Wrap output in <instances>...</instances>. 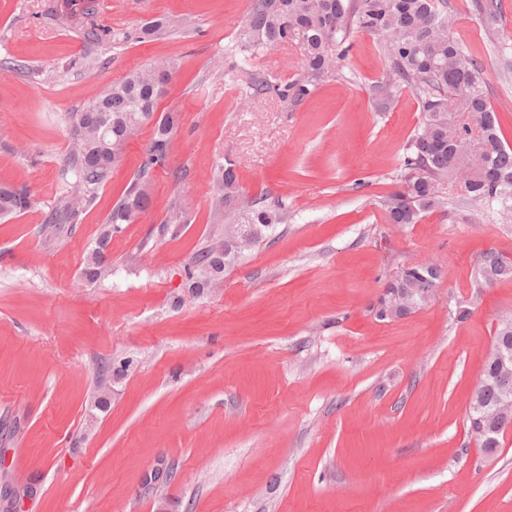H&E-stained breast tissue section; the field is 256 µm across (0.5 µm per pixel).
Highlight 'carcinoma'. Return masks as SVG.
Listing matches in <instances>:
<instances>
[{"instance_id":"obj_1","label":"carcinoma","mask_w":512,"mask_h":512,"mask_svg":"<svg viewBox=\"0 0 512 512\" xmlns=\"http://www.w3.org/2000/svg\"><path fill=\"white\" fill-rule=\"evenodd\" d=\"M472 10L490 30L498 28V0H471ZM99 0H60L52 10L56 25L71 29L84 42L114 45L150 39L170 33L172 22L159 18L139 30L99 25ZM456 14L448 0H249L247 15L238 33L237 48L249 58L281 44L301 50V73L291 80L271 84L263 74L246 65L238 70L254 94L275 91L293 107L307 99L322 78L337 67L345 44L354 33L376 37L387 67L373 85L375 96L388 105L403 90L412 91L421 107V118L406 152L400 157L401 189L380 202L390 224H416L434 210L448 208L441 190L457 191L460 200L497 224H512V146L504 141L496 114L486 94L484 69L451 30ZM176 58L135 69L112 82L87 105L70 112V133L62 168L63 187L57 204L44 223L76 224L94 203L98 188L117 165L125 147L154 122L153 137L142 162L121 198L105 218L109 231L90 254L84 274L92 282L107 276L104 249L112 231L130 224L150 203L147 192L153 172L168 163L169 147L176 128L171 115L153 119L163 97L157 83L159 70L178 73ZM239 163L226 159L217 165L212 179L216 199L224 204L217 220L224 224V266L228 267L262 238V231L281 223L288 209L277 199L249 198L238 180ZM32 204L24 188L0 186V216L26 211ZM234 224H246L252 240L241 248L229 241ZM213 247L201 251L187 267V280H198L210 261ZM441 273L431 274L417 263L403 265L385 285L375 311L379 321L402 317L384 314L393 305L397 290L410 289L411 311L434 298ZM512 278V260L496 251L484 253L478 262V279L485 285ZM512 345V312L503 313L494 343ZM500 416L498 437L512 426V381L501 379V370L487 358L482 384L469 409V432L478 442L483 437L472 422L486 413Z\"/></svg>"}]
</instances>
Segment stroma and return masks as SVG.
Wrapping results in <instances>:
<instances>
[{"label": "stroma", "instance_id": "stroma-1", "mask_svg": "<svg viewBox=\"0 0 512 512\" xmlns=\"http://www.w3.org/2000/svg\"><path fill=\"white\" fill-rule=\"evenodd\" d=\"M52 3L0 0V59L26 66L0 72V184L32 194L25 213L0 219V489L27 491L20 512H156L162 500L169 512H512V429L489 455L466 425L512 310V280L482 284L477 261L491 249L512 258V224L453 195L419 223H385L379 202L400 187L420 107L406 90L378 109V40L354 34L338 70L292 107L232 80L248 0H107L100 21L114 28L189 23L121 47L58 29ZM450 4L512 144V0L496 35L470 0ZM88 56L101 67L84 69ZM167 57L182 60L159 105L177 116L169 162L148 209L113 233L109 275L88 281L153 128L58 233L44 218L61 190L66 117ZM300 63L279 47L254 66L277 83ZM225 156L240 161L247 195L283 198L288 218L193 293L186 267L224 240L212 178ZM175 202L191 217L177 228L164 222ZM425 261L443 269L433 301L376 320L396 268Z\"/></svg>", "mask_w": 512, "mask_h": 512}]
</instances>
